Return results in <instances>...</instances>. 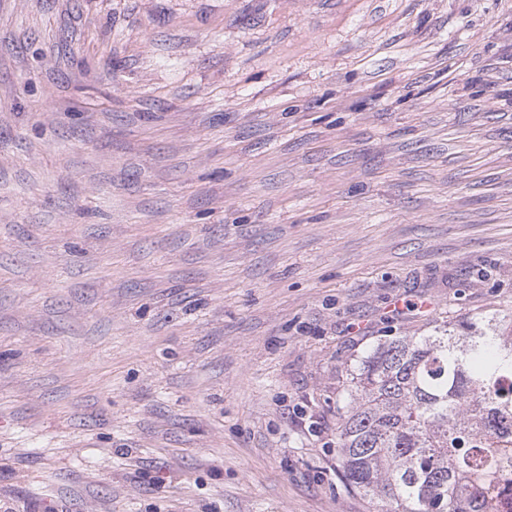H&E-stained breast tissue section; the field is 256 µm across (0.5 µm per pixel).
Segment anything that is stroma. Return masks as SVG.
Returning a JSON list of instances; mask_svg holds the SVG:
<instances>
[{
  "instance_id": "stroma-1",
  "label": "stroma",
  "mask_w": 512,
  "mask_h": 512,
  "mask_svg": "<svg viewBox=\"0 0 512 512\" xmlns=\"http://www.w3.org/2000/svg\"><path fill=\"white\" fill-rule=\"evenodd\" d=\"M512 321V0H0V512H381L387 336Z\"/></svg>"
}]
</instances>
